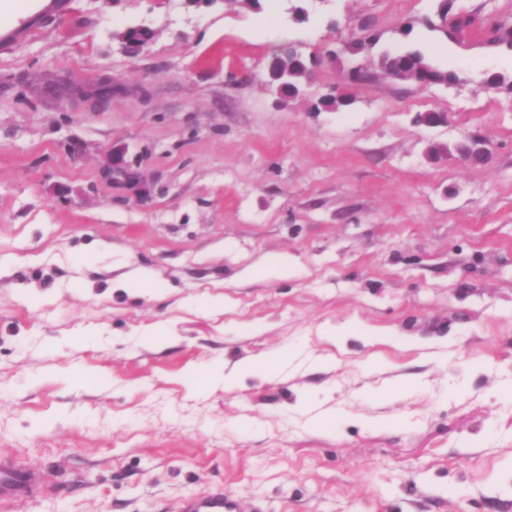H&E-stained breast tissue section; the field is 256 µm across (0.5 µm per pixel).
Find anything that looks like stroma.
<instances>
[{
  "mask_svg": "<svg viewBox=\"0 0 512 512\" xmlns=\"http://www.w3.org/2000/svg\"><path fill=\"white\" fill-rule=\"evenodd\" d=\"M262 5L0 12V463L44 475L0 512L219 489L262 512H512V50L428 30L436 0ZM364 17L376 50L326 60ZM289 44L319 64L283 108L265 68ZM404 45L458 82L378 74ZM353 66L375 74L353 104L310 111ZM53 77L114 92L48 97ZM472 134L483 164L429 153ZM115 144L150 200L100 180ZM251 360L274 375L201 378Z\"/></svg>",
  "mask_w": 512,
  "mask_h": 512,
  "instance_id": "obj_1",
  "label": "stroma"
}]
</instances>
